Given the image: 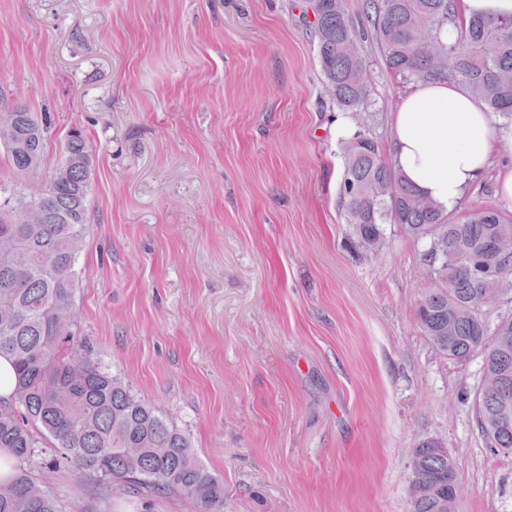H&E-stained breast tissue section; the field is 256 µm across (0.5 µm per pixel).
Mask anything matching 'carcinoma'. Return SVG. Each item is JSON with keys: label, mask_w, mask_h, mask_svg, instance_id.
Segmentation results:
<instances>
[{"label": "carcinoma", "mask_w": 512, "mask_h": 512, "mask_svg": "<svg viewBox=\"0 0 512 512\" xmlns=\"http://www.w3.org/2000/svg\"><path fill=\"white\" fill-rule=\"evenodd\" d=\"M386 70L408 82L451 80L487 111L512 124V17L459 20L456 0H365ZM312 27L326 91L342 109L358 113L368 97L364 59L343 45L360 40L347 20V0H315ZM457 34L447 35L449 28ZM445 61L429 72L424 44ZM15 137H0L12 181L0 182V357L16 370L13 394L0 400V448L19 462L0 484V512H64L60 499L32 476L39 450L50 449L106 487L121 486L157 497H185L196 512H224V479L197 458L189 437L155 405L94 358L74 331L76 265L88 224V194L94 157L86 133L74 127L58 146L55 173L30 187L20 171L40 169L50 128L47 116L0 112ZM341 203L357 243L368 250L395 224L422 243L432 287L415 309L417 325L444 357L463 364L481 351L482 378L475 392L478 429L491 447L512 455V398L505 402L491 384L512 390V314L494 325L469 312L477 293L512 292V254L495 243L512 237V221L493 207H475L452 219L384 157L379 141L358 130L347 142ZM388 184L380 197L375 186ZM439 442L420 445L421 496L408 495V512H447L454 478Z\"/></svg>", "instance_id": "1"}]
</instances>
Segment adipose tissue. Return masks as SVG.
Returning a JSON list of instances; mask_svg holds the SVG:
<instances>
[{
    "label": "adipose tissue",
    "instance_id": "adipose-tissue-1",
    "mask_svg": "<svg viewBox=\"0 0 512 512\" xmlns=\"http://www.w3.org/2000/svg\"><path fill=\"white\" fill-rule=\"evenodd\" d=\"M391 151L404 177L443 212L454 211L492 168L512 129L454 82L420 81L391 114Z\"/></svg>",
    "mask_w": 512,
    "mask_h": 512
}]
</instances>
